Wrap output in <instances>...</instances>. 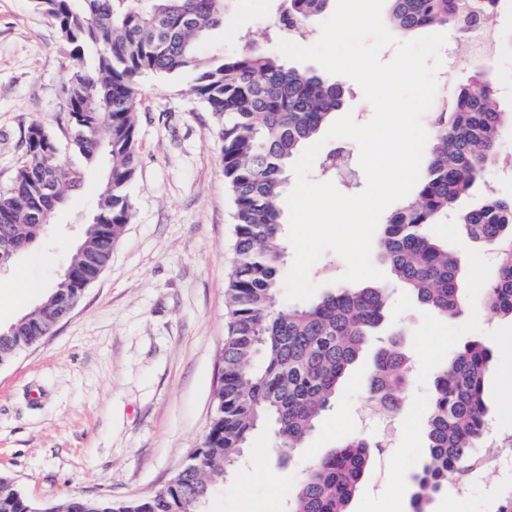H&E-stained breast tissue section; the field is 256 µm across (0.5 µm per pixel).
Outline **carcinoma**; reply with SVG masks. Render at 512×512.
Listing matches in <instances>:
<instances>
[{"label": "carcinoma", "instance_id": "carcinoma-1", "mask_svg": "<svg viewBox=\"0 0 512 512\" xmlns=\"http://www.w3.org/2000/svg\"><path fill=\"white\" fill-rule=\"evenodd\" d=\"M56 26L68 50L65 120L71 155L46 131L26 137L23 161L0 191V225L16 228L25 252L46 232L67 195L80 188L84 169L109 160L83 242L110 249L133 219L128 189L138 164L137 119L141 78L191 76L189 94L212 117L221 144L224 182L233 203L236 261L229 274V335L215 412L199 451V464L152 496L124 504L86 498L83 512H199L236 472L256 430L266 428L279 460L304 447L336 401L348 371L372 346L367 393L398 413L413 384L412 356L402 333L387 326L389 287L371 282L340 285L301 306L278 304L283 210L280 202L293 159L320 135L344 101L343 87L264 54L246 40L232 54L204 57L198 42L224 21V0H33ZM329 0H286L277 28L301 34ZM392 26L404 33L448 28L468 38L464 16L496 12L502 0H388ZM429 163L411 199L383 224L379 258L394 284L444 318L463 311L459 287L463 260L436 240L430 226L452 216V229L500 253L488 283L489 312L512 320V198L491 193L460 207L498 159L505 121L491 75L473 69L452 104L429 113ZM82 293L57 281L45 299L23 315L15 336L0 330V362L53 321L60 305ZM492 349L465 342L435 376L426 418L427 453L413 476L414 512L469 470L485 431V378ZM379 442L354 436L313 461L298 483L292 512H350V505ZM71 500L44 507L0 477V512H70Z\"/></svg>", "mask_w": 512, "mask_h": 512}]
</instances>
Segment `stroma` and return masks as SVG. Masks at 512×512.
I'll use <instances>...</instances> for the list:
<instances>
[{"label":"stroma","instance_id":"35a3bbf8","mask_svg":"<svg viewBox=\"0 0 512 512\" xmlns=\"http://www.w3.org/2000/svg\"><path fill=\"white\" fill-rule=\"evenodd\" d=\"M276 0H231L224 23L198 45L201 55L233 52L251 34L259 49L280 56ZM512 0H503L489 32L494 56L469 55L468 68L442 65L437 97L449 100L469 68L489 71L501 111L512 113ZM67 57L52 22L32 0H0V188L23 160L31 124L60 145ZM188 77L149 76L138 112L139 167L129 187L134 219L112 247V260L71 314L35 345L0 365V476L26 497L53 504L73 497L115 503L146 498L167 484L201 447L214 413L227 335L225 289L235 262V230L212 117L187 92ZM99 174L54 214L47 233L0 272V326L37 304L68 266L92 213ZM433 231L464 258L463 313L444 319L395 289L389 322L413 351L416 383L391 417L367 399V363L351 369L326 413L287 464H279L266 430H258L234 480L213 494L206 512H285L311 462L346 438L381 440L351 512H411L412 478L426 454L425 418L433 378L464 341L494 349L485 392L498 437L512 434V322L492 317L485 288L495 273L494 248ZM31 294L12 302L16 277ZM512 476L487 470L468 501L445 491L428 512H491L492 490Z\"/></svg>","mask_w":512,"mask_h":512}]
</instances>
